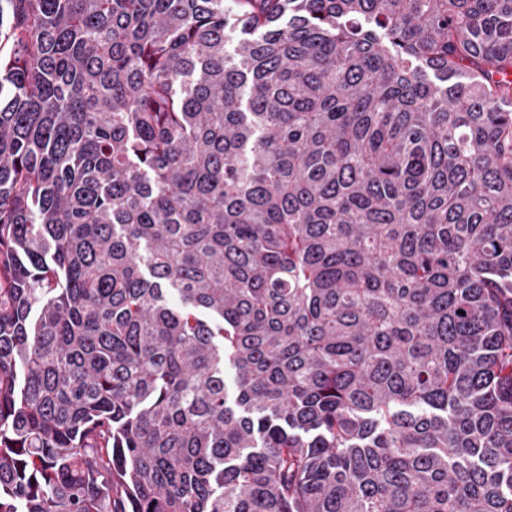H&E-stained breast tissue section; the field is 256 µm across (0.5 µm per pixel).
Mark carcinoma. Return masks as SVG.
<instances>
[{
    "label": "carcinoma",
    "instance_id": "carcinoma-1",
    "mask_svg": "<svg viewBox=\"0 0 512 512\" xmlns=\"http://www.w3.org/2000/svg\"><path fill=\"white\" fill-rule=\"evenodd\" d=\"M509 102L512 0H0V512H512Z\"/></svg>",
    "mask_w": 512,
    "mask_h": 512
}]
</instances>
